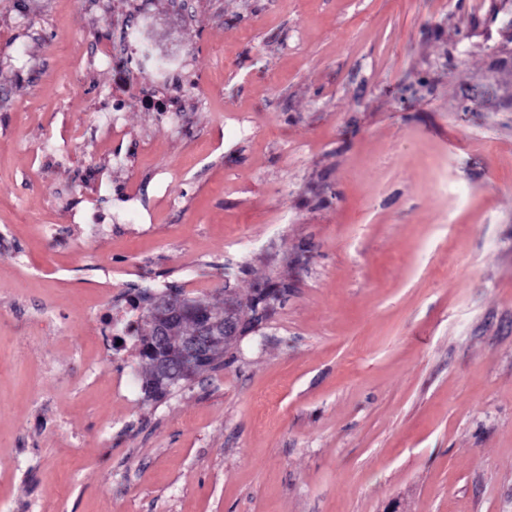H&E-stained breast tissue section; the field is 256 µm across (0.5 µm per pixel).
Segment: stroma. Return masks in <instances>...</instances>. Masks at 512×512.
<instances>
[{"instance_id": "1", "label": "stroma", "mask_w": 512, "mask_h": 512, "mask_svg": "<svg viewBox=\"0 0 512 512\" xmlns=\"http://www.w3.org/2000/svg\"><path fill=\"white\" fill-rule=\"evenodd\" d=\"M268 278L128 390L133 289ZM0 512H512V0H0ZM286 293H288V283H286L284 281L276 282V281L268 280V281L264 282L263 284H259L256 288H253V293L246 300L247 303L245 305V306L251 308L250 320L253 322L255 319H258V318H256L257 316H260L263 313V311H261V310H258V312L256 313L254 310L255 305H261L269 297H280V298L282 297L283 298ZM280 298H278V300H275V301H271L270 299H268L266 301L265 306L269 309H267L265 312V316H264L265 319L270 316L271 312L274 310L275 304L279 302ZM255 313H256V317H255ZM179 293V292H177ZM170 293L167 295L150 294L145 302L152 315L160 318L154 319L146 309L144 322L148 327L145 336H141V344H145L150 336L152 348L155 349L154 358L158 365V378L155 377L151 356L140 350V357L144 360L146 370L143 378V389L149 396H159L169 393L172 389L180 387L192 380L193 376H184L177 386L170 390L160 384L176 383L183 370L193 368L196 364L205 362L211 356V349L217 341H223V347H217L214 355L207 362V368H215L224 357V348L230 346L241 336L243 321L240 319V301L230 293H224V307L217 308L201 301L210 312H224V316L212 317L203 310V305L192 306L182 295ZM194 313L197 324L188 336H184L177 345L170 346L165 336L162 322L169 316ZM160 383V384H159Z\"/></svg>"}]
</instances>
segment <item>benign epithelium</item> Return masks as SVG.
<instances>
[{
    "label": "benign epithelium",
    "instance_id": "benign-epithelium-1",
    "mask_svg": "<svg viewBox=\"0 0 512 512\" xmlns=\"http://www.w3.org/2000/svg\"><path fill=\"white\" fill-rule=\"evenodd\" d=\"M146 305L151 314L162 321L169 316L187 312L197 317L194 330L173 346L167 342L163 324H158L157 334L150 343L155 349L154 358L161 384L176 382L182 371L206 361L216 342L222 341L228 347L241 336L243 321L240 319V301L228 292L224 294V315L216 317L206 314L201 305H191L177 293L151 294Z\"/></svg>",
    "mask_w": 512,
    "mask_h": 512
}]
</instances>
